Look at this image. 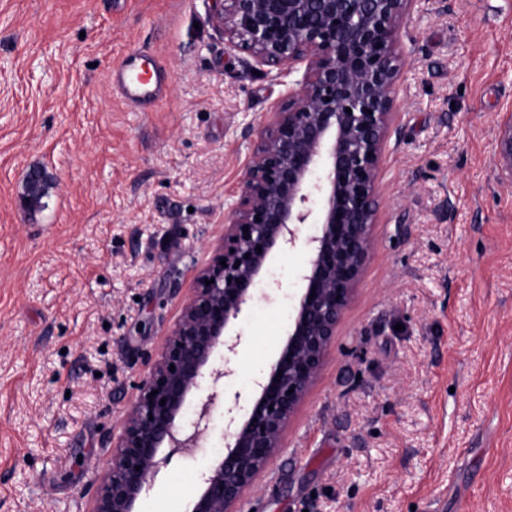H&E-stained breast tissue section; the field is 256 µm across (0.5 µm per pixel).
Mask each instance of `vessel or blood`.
Returning a JSON list of instances; mask_svg holds the SVG:
<instances>
[{"label":"vessel or blood","mask_w":512,"mask_h":512,"mask_svg":"<svg viewBox=\"0 0 512 512\" xmlns=\"http://www.w3.org/2000/svg\"><path fill=\"white\" fill-rule=\"evenodd\" d=\"M110 83L127 105L144 110L166 98L169 71L162 63L156 64L153 71H146L143 50H134L113 66Z\"/></svg>","instance_id":"1"}]
</instances>
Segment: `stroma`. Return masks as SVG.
Here are the masks:
<instances>
[{
    "label": "stroma",
    "instance_id": "obj_1",
    "mask_svg": "<svg viewBox=\"0 0 512 512\" xmlns=\"http://www.w3.org/2000/svg\"><path fill=\"white\" fill-rule=\"evenodd\" d=\"M212 0H0V512H90L112 435L224 235L304 67L253 71ZM380 168L374 247L322 370L240 512H512V0H416ZM146 48L147 112L110 85ZM51 188L24 204L30 171ZM303 254L238 321L226 393L279 352ZM216 404L141 512L189 503L224 447ZM145 49L134 50L122 57L110 73L112 90L130 107L142 110L167 97L169 71L165 64L158 61L150 76L144 69Z\"/></svg>",
    "mask_w": 512,
    "mask_h": 512
}]
</instances>
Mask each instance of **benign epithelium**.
Wrapping results in <instances>:
<instances>
[{
  "label": "benign epithelium",
  "instance_id": "1",
  "mask_svg": "<svg viewBox=\"0 0 512 512\" xmlns=\"http://www.w3.org/2000/svg\"><path fill=\"white\" fill-rule=\"evenodd\" d=\"M213 2L208 23L224 33L228 48H246L262 66L304 62L305 73L288 106L271 113L260 132L225 219L224 240L112 436V457L91 512H141L139 499L160 449L191 454L200 447L217 399L215 391L200 396L202 380L208 375L216 385L230 374L210 369L213 355L221 345L235 350L237 320L268 264L295 247L298 227L312 222L315 231L303 240L302 288L282 348L255 383L247 413L229 419L224 452L202 474L201 490L185 510L237 512L282 447L373 247L380 164L400 72L399 34L413 0ZM193 401L196 419L187 423L184 413Z\"/></svg>",
  "mask_w": 512,
  "mask_h": 512
}]
</instances>
